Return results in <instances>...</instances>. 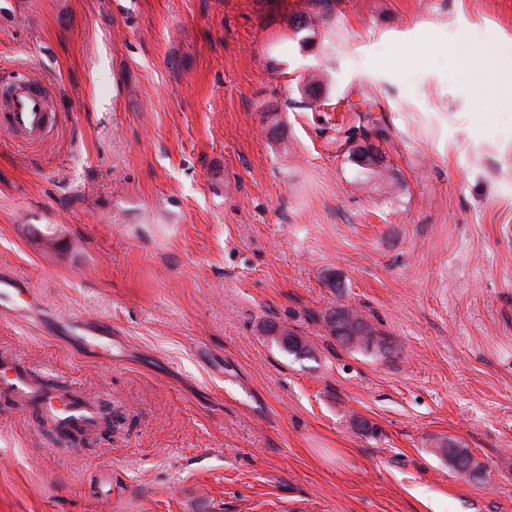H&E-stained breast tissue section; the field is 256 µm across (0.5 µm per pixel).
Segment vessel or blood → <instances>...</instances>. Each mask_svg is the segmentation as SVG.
<instances>
[{
	"label": "vessel or blood",
	"mask_w": 512,
	"mask_h": 512,
	"mask_svg": "<svg viewBox=\"0 0 512 512\" xmlns=\"http://www.w3.org/2000/svg\"><path fill=\"white\" fill-rule=\"evenodd\" d=\"M7 96H0V128L14 138L31 145L45 142L54 132L59 116L52 112L50 96L35 78L10 84ZM0 391L15 402L36 404L41 412L55 420L60 437L76 430L95 428L101 414L95 402L83 391L59 394L41 387L38 378L11 361L0 360Z\"/></svg>",
	"instance_id": "vessel-or-blood-1"
}]
</instances>
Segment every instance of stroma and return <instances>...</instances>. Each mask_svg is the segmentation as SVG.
<instances>
[{"label":"stroma","instance_id":"obj_1","mask_svg":"<svg viewBox=\"0 0 512 512\" xmlns=\"http://www.w3.org/2000/svg\"><path fill=\"white\" fill-rule=\"evenodd\" d=\"M316 12L0 0V83L62 115L0 132V273L39 297L0 357L112 408L64 441L0 392V512H512V0ZM342 305L385 352L329 336ZM6 89L9 93L4 99ZM49 99L46 88L36 78L2 87L0 127L27 144H42L54 132L59 121L58 114L51 110ZM350 162L361 168V172L365 176V180H385L387 173V165L384 163L382 154L375 150L369 153L362 149L353 150L351 152ZM336 314H344L343 320L346 322H354L358 325H362L367 328L368 336H352L348 333L345 328V324L341 321H336ZM324 324L326 325L328 333L334 337L338 345L349 352H366L371 353L367 348H363V342L367 338L377 339V330L374 329L357 311L354 309L346 308L344 312L340 309H333L329 311L327 316L324 318ZM268 333L275 334L274 336L278 338V343L281 348L288 354L299 356L308 352L303 338H301L294 329L288 330V328H284L277 332L276 326L274 325L270 326Z\"/></svg>","mask_w":512,"mask_h":512}]
</instances>
